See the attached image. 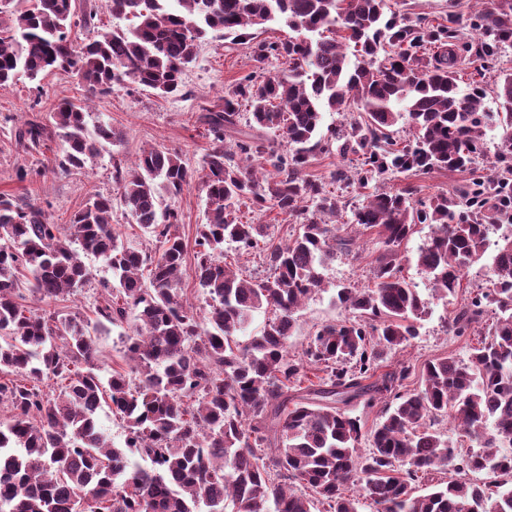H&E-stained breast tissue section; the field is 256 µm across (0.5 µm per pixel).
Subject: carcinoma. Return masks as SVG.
<instances>
[{
	"label": "carcinoma",
	"mask_w": 512,
	"mask_h": 512,
	"mask_svg": "<svg viewBox=\"0 0 512 512\" xmlns=\"http://www.w3.org/2000/svg\"><path fill=\"white\" fill-rule=\"evenodd\" d=\"M386 0H105L125 20L81 47L69 34L75 0H0V86L19 76L38 81L60 71L77 75L93 94L129 82L168 97L184 91L185 69L209 34L247 46L256 70L224 92V106L202 116L212 135L203 158L207 220L195 239L194 276L204 313L185 297L186 244L179 214L161 206L193 178L164 147L144 149L130 166L112 158V179L130 223L155 251L122 242L110 223L112 198L90 196L68 224H53L34 203L0 193V512H357L360 487L374 512H512V234L491 256L493 288L455 310L449 327L466 336L488 309L487 337L469 362L453 356L383 370L391 354L417 335L431 299L456 294L464 275L485 257L487 227L512 192V165L490 181L472 177L464 190L413 202L412 189L374 191L349 223L373 231L382 252L373 285L336 289L349 317L316 330L303 356L290 354L297 313L327 288L323 270L355 238L336 233L342 212L327 183L306 175L314 154L355 157L331 180L366 188L397 172L467 171L483 148L489 113L483 88L459 87L455 40L469 30L482 53L512 47V0H493L466 21L412 26ZM282 19L293 32L269 42L248 32ZM436 48L426 62L419 51ZM354 50L350 60L348 49ZM280 59L273 74L266 62ZM500 147L512 155V71L495 80ZM250 108L248 133H236L239 101ZM352 111L348 127L320 133L322 113ZM86 101L62 100L53 132L62 141L63 172L85 168L103 141L119 143L110 124L87 131ZM412 131L413 144L393 147ZM47 134L36 122L18 131L35 147ZM234 143L228 148L226 140ZM274 207L299 219L288 242L259 248L267 224H244L240 206ZM432 236L417 265L432 282L421 295L402 275L396 247L414 226ZM261 249L264 277L227 262L226 244ZM112 271L99 281L96 320L55 317L20 303L71 295L95 278L80 254ZM268 314L245 342L240 333L257 311ZM130 324L122 336L135 369L96 373L93 333ZM318 383L299 389L307 371ZM58 389H45V382ZM384 403L381 421L365 432L343 406ZM110 401L125 426L118 448L97 425ZM452 415L477 450L463 453L433 429ZM367 444L363 452L361 444ZM150 461L133 465L128 456ZM484 471L488 480H465ZM442 473L448 479L420 496L408 487ZM297 482L302 492L290 488Z\"/></svg>",
	"instance_id": "carcinoma-1"
}]
</instances>
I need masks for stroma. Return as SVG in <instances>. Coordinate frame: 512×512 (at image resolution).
Listing matches in <instances>:
<instances>
[{"instance_id":"stroma-1","label":"stroma","mask_w":512,"mask_h":512,"mask_svg":"<svg viewBox=\"0 0 512 512\" xmlns=\"http://www.w3.org/2000/svg\"><path fill=\"white\" fill-rule=\"evenodd\" d=\"M475 0H403L400 9L410 23H447L450 14L466 15L476 10ZM476 43L460 46V87L469 89L481 84L491 85L497 69L512 68V48L494 61L476 52ZM254 63L246 46L231 43L223 34H216L201 44L194 63L184 75L186 92L177 97H160L130 83L113 86L111 93L89 97L88 129L101 123L111 124L124 134L119 145L102 144L98 155L81 170L63 174L53 168V160L62 149L61 141L49 136L39 147L27 149L19 145L16 134L26 123L34 121L50 125L52 114L60 99L82 97L80 79L59 71L39 81L27 78L7 86H0V192H7L18 202H33L41 206L50 222L69 223L72 214L86 201L88 195L112 197V222L123 235L125 244L143 247L145 237L138 225L129 223L119 200L120 192L112 179V160L121 158L132 162L142 149L163 146L178 152L193 172V180L178 196H164L165 207L176 210L182 218L181 232L186 243H194L200 224L206 221L207 202L202 187L201 165L210 147L205 127L199 121L206 108L217 104L225 89L250 74ZM26 168V182H17V168ZM467 174L435 170L427 174L405 173L387 181L385 188L401 192L414 187L415 200L425 201L440 194L460 191L468 180ZM431 236L426 224L416 225L413 234L399 248L404 277L422 294H429L428 275L418 267L416 256ZM361 250L360 259L337 254L325 268L327 290L313 294L299 313L297 328L290 338L292 354H301L310 335L324 324L345 318L343 308L335 300L336 288L342 284L367 286L371 283V268L378 254L375 236L363 233L356 240ZM84 261L94 270L97 280L76 294L60 301L43 303L25 298L26 306L59 316L78 314L92 318L99 301L98 280L109 272L100 259L85 256ZM491 279L486 263L469 270L456 295L434 300L429 315L420 323L418 334L411 339L403 356H389V364L406 359L416 371L410 379L411 388H418L419 369L429 360L454 356L467 360L472 346L484 337L488 322L480 320L471 335L458 337L447 326L449 316L469 299L473 292L488 290Z\"/></svg>"}]
</instances>
